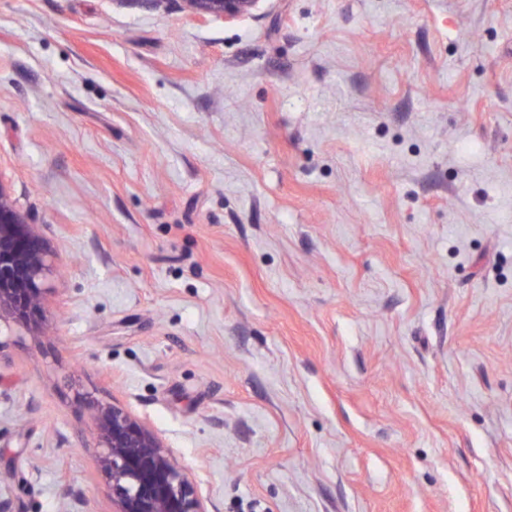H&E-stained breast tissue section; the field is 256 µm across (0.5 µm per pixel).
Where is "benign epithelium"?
Returning a JSON list of instances; mask_svg holds the SVG:
<instances>
[{"label": "benign epithelium", "instance_id": "7a95c632", "mask_svg": "<svg viewBox=\"0 0 512 512\" xmlns=\"http://www.w3.org/2000/svg\"><path fill=\"white\" fill-rule=\"evenodd\" d=\"M263 0H182L191 14L226 19L251 15ZM55 273L37 224L14 206L0 184V319L29 320L39 312L44 282ZM96 433L88 447L112 487V512H212L197 484L146 423L109 402L94 405Z\"/></svg>", "mask_w": 512, "mask_h": 512}]
</instances>
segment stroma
Wrapping results in <instances>:
<instances>
[{
	"label": "stroma",
	"mask_w": 512,
	"mask_h": 512,
	"mask_svg": "<svg viewBox=\"0 0 512 512\" xmlns=\"http://www.w3.org/2000/svg\"><path fill=\"white\" fill-rule=\"evenodd\" d=\"M0 497L112 512L93 400L215 512H512V0H0ZM183 9L191 14L213 13L225 19L251 15L264 0H181ZM37 224H29L0 183V320H30L39 312L55 273Z\"/></svg>",
	"instance_id": "obj_1"
}]
</instances>
